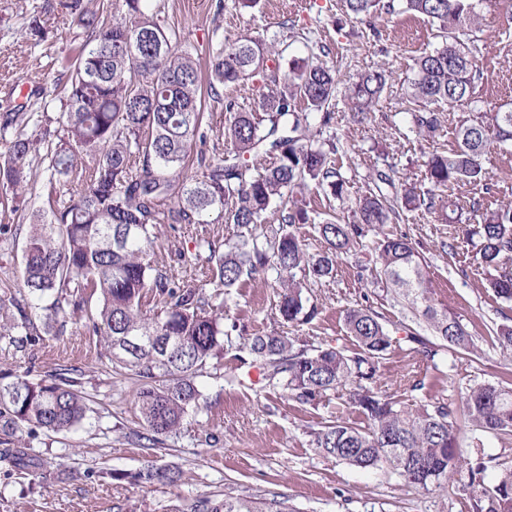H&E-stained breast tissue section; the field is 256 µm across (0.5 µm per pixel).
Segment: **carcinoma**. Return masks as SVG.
Returning <instances> with one entry per match:
<instances>
[{
  "label": "carcinoma",
  "instance_id": "obj_1",
  "mask_svg": "<svg viewBox=\"0 0 512 512\" xmlns=\"http://www.w3.org/2000/svg\"><path fill=\"white\" fill-rule=\"evenodd\" d=\"M151 0H124L125 11L108 20L86 9L83 0H60L77 19L83 42L66 89L61 128L53 139L25 132L39 126L36 112L0 113V188L14 195L29 185L33 164L40 162L47 184L77 178L83 188L57 195L48 212L32 214L23 252L21 287L65 327L67 320L96 300L88 331L98 338L112 368L136 377L135 405L141 429L134 436L143 447L162 443L198 410L197 379L208 369L218 370L226 355L238 362L237 373L223 376L224 385L242 386L241 370L255 369L262 387L279 388L301 405L322 406L326 417L307 427L310 445L320 453L361 469L385 468L405 484L425 491L465 493L472 512H512V466H501L492 486L485 473L493 456L465 461L458 444L461 426L497 437L512 436V383L485 382L466 389L459 400L424 401L416 392L419 380H404L403 392L375 390L383 360L397 341L372 309L350 307L345 325L354 348L322 343L294 332H258L232 344L236 324L224 327L222 305L209 299L260 273L275 274L276 311L298 327L310 322L316 308H306L310 280L331 278L336 260L363 246L373 231L380 235L377 267L369 270L393 299L432 330L439 343L404 325L405 341L415 362H435L445 353L458 355L472 347V337L459 317L430 288L427 266L405 235L384 231L401 213L424 209L444 224L463 223L457 199L435 193L460 182L489 179L483 165L495 148L512 146V106L502 105L476 119H462L457 147L434 153L426 162L431 188L407 190L392 196L390 174L375 170L376 192L356 202V223L330 220L315 226L324 243L311 253L295 233L309 222L308 211L289 207L280 211L279 224L266 242L251 235L263 223L269 207L285 192L311 182L338 199L346 181L331 165L329 150L306 139L311 120L331 123L330 103L339 93L358 117L378 104L388 82L384 69L369 70L341 87L336 68L305 59L290 67L288 83L267 88L261 107L271 113V127L261 128L251 112L226 105L231 124L229 155L207 153L202 107L203 77L199 62L176 49L173 35L159 22ZM405 13L436 24L442 44L415 60L416 76L407 87L415 105L414 130L428 137L441 126L438 107L476 105L473 94L480 65L471 43L477 21V0H400ZM347 14L362 22L376 12L394 10L383 0H345ZM271 50L260 35L246 36L231 46H219L208 62V95L255 76L270 61ZM306 111H294L295 99ZM268 145L279 151L274 165L257 176L246 175L240 157ZM140 167L133 168V160ZM199 178L183 176L188 164ZM243 229L233 242L210 237L196 240V253L176 254L180 263L206 260L215 284L206 295L176 282L167 265L152 258L162 226L208 224L209 215L224 214ZM478 215L471 234L479 237L478 264L497 272L489 288L512 302V272L502 261L512 257V203L495 209L471 204ZM17 308L22 322L0 324V339L33 346L41 330L15 297L0 298V308ZM495 342L504 357L512 358V326L498 328ZM89 407L70 369L59 368L43 378L31 371L0 386V461L18 469L40 468L44 461L15 446L16 433L27 429L65 433L79 426ZM112 479L135 486L172 485L182 478L173 463L150 461L135 471L112 470ZM190 512H288L284 501L271 499L259 507L254 497L226 493L195 501Z\"/></svg>",
  "mask_w": 512,
  "mask_h": 512
}]
</instances>
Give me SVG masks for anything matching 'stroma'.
Returning <instances> with one entry per match:
<instances>
[{
	"mask_svg": "<svg viewBox=\"0 0 512 512\" xmlns=\"http://www.w3.org/2000/svg\"><path fill=\"white\" fill-rule=\"evenodd\" d=\"M161 25L175 30L179 48L207 62L217 44H232L245 35L261 33L273 39L279 54L278 69H264L251 80L225 87L220 98H205L208 144L224 141L229 117L226 103L254 113L268 126L259 110L260 93L271 78H285L291 60L328 49V64L350 76L376 66L389 69L391 78L375 112L354 118L344 97L332 101L328 126L311 125L317 142L334 141L331 161L348 184V195L337 199L311 187L295 191L294 201L309 210L310 223L296 232L310 252L323 248L314 231L317 224L340 218L352 220L355 202L375 191L372 174L390 170L397 190L427 188L426 161L433 152H449L456 145V125L463 110L443 114L433 137L411 128L406 87L414 78V60L441 43L435 27L424 18L382 12L367 22L351 19L344 0H257L242 10L234 0H152ZM480 20L474 30L476 54L483 76L476 88L478 108L497 110L512 101V0H481ZM39 17L41 36L28 33L31 17ZM80 29L62 11L59 0H0V113L43 110L42 125L59 128L64 105L56 96L66 83V60L81 42ZM491 192L482 186L459 183L450 192L462 205L482 199L485 207L512 200V149L492 153L485 163ZM27 209L12 211L0 203V225L8 228L0 242V297L18 295L21 259L31 210H48V189L41 170H34L27 192ZM392 232L407 235L428 265L436 296L460 317L473 339L474 352L456 360L448 374L436 367L416 365L405 348L395 349L381 365L380 393L393 392L403 375L425 382L427 399H455L466 387L496 381L503 356L494 344L497 327L512 319V309L487 286V274L473 260L475 248L461 225L442 224L436 214L417 209L405 212ZM234 224L215 218L210 224L162 227L153 245L156 258L169 259L192 251L195 239L233 238ZM454 245L443 252L441 242ZM376 238L367 236L361 251L342 257L334 278L311 282L308 298L318 309L315 319L302 327L306 336L351 347L345 325L347 308L367 305L376 311L396 338H404L405 312L359 266H374ZM272 289L247 283L233 289L224 307L226 323L236 324L241 336L288 325L277 317ZM95 336L82 324L67 323L63 331L42 335L37 345L18 348L0 341V384L31 368L33 376L49 374L58 366L77 369L90 411L82 426L66 433L19 432L20 444L45 459V466L17 471L0 463V512H188L203 496L224 492L249 493L287 501L293 512H469L460 493L439 495L405 485L387 471L362 470L312 448L306 426L320 421L325 409L301 405L281 389L257 386L225 388L209 377L198 380L200 408L187 417L177 438L153 449L132 439L140 420L134 406V379L116 372L99 356ZM219 441L201 443L205 433ZM178 464L183 477L172 486L137 487L112 481L111 470H135L147 461Z\"/></svg>",
	"mask_w": 512,
	"mask_h": 512,
	"instance_id": "stroma-1",
	"label": "stroma"
}]
</instances>
